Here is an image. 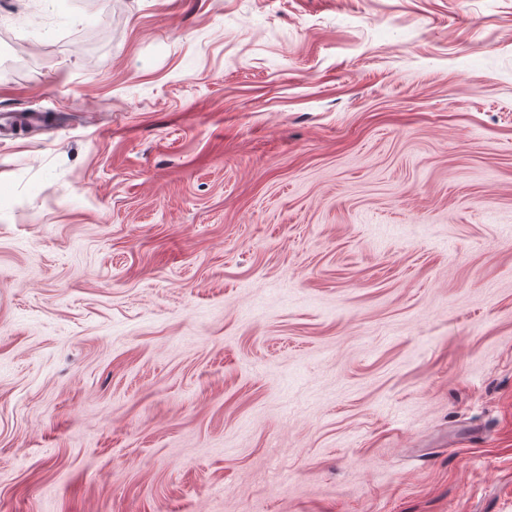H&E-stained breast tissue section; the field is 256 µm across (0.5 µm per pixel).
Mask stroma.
<instances>
[{
    "instance_id": "stroma-1",
    "label": "stroma",
    "mask_w": 512,
    "mask_h": 512,
    "mask_svg": "<svg viewBox=\"0 0 512 512\" xmlns=\"http://www.w3.org/2000/svg\"><path fill=\"white\" fill-rule=\"evenodd\" d=\"M0 512H512V0H0Z\"/></svg>"
}]
</instances>
